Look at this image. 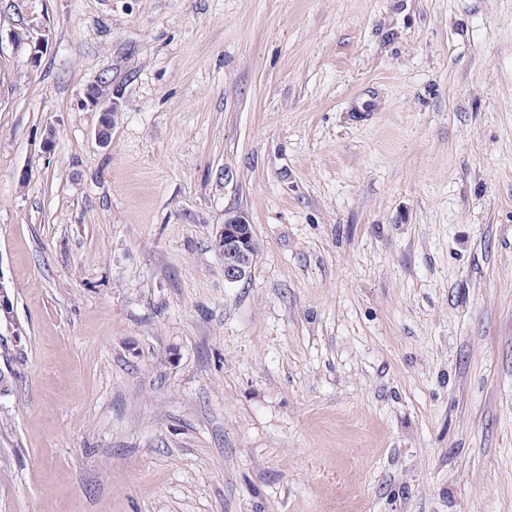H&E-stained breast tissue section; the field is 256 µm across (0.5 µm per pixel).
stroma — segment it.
<instances>
[{"instance_id":"1","label":"stroma","mask_w":512,"mask_h":512,"mask_svg":"<svg viewBox=\"0 0 512 512\" xmlns=\"http://www.w3.org/2000/svg\"><path fill=\"white\" fill-rule=\"evenodd\" d=\"M0 276V512H512V0H0ZM110 86L111 83L102 79L90 85L84 93L86 105L100 113L95 130V138L100 145L109 143L115 117L119 112V103L112 97ZM219 238L224 242V279L230 283L244 280L250 273L257 247L252 225L244 215L225 217ZM4 336H9L12 343L16 346L21 342V336H24V330L14 315V305L10 294V288L5 284L3 277L0 276V338L4 341Z\"/></svg>"}]
</instances>
